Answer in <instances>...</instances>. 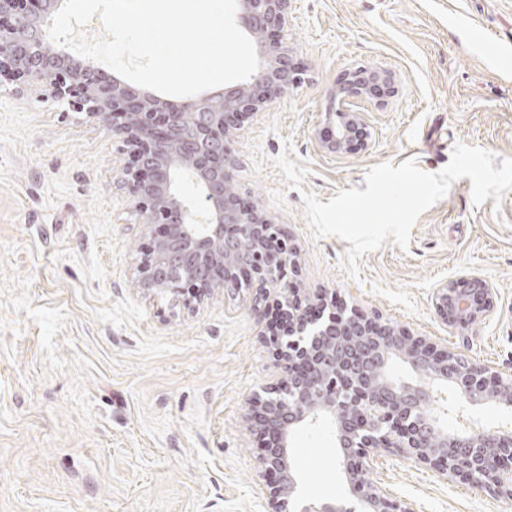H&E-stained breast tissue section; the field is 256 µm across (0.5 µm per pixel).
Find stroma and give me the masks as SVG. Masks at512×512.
<instances>
[{"instance_id": "stroma-1", "label": "stroma", "mask_w": 512, "mask_h": 512, "mask_svg": "<svg viewBox=\"0 0 512 512\" xmlns=\"http://www.w3.org/2000/svg\"><path fill=\"white\" fill-rule=\"evenodd\" d=\"M284 39L301 86L237 131L239 192L294 239L290 282L492 366L512 364V191L474 206L469 178L412 227L347 271L349 244L314 239L301 191L271 160L306 167L302 191L328 202L365 189L366 171L408 159L429 173L465 143L512 158V0H290ZM487 29L498 43L482 46ZM356 67L387 74L384 100H359L368 137L342 154L339 88ZM265 165H258L259 157ZM129 151L84 113L0 82V512H265L245 402L282 371L264 331L273 291L191 307L137 286L148 217L130 204ZM487 280L492 313L469 326L435 312L439 284ZM290 451L309 499L346 494L325 427ZM371 482L412 512H512V502L389 455Z\"/></svg>"}]
</instances>
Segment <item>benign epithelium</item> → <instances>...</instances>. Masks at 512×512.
<instances>
[{"label":"benign epithelium","instance_id":"7a95c632","mask_svg":"<svg viewBox=\"0 0 512 512\" xmlns=\"http://www.w3.org/2000/svg\"><path fill=\"white\" fill-rule=\"evenodd\" d=\"M60 5L0 0V43L11 49L0 56V78L21 79L41 98L67 103L130 149V202L150 216L138 287L154 297L199 301L215 288L234 295L255 282L281 287V271L296 263L297 248L238 192L230 137L301 83L302 69L281 35L288 0H237L260 68L220 94L180 103L140 93L50 47L47 29ZM390 84L380 72L350 71L340 88L341 121L324 148L346 151L354 132L365 130L363 114L349 100H380ZM185 180L195 187L190 197L176 192ZM432 304L444 320L469 325L492 312L494 289L462 274L440 284ZM277 306L288 332L269 336L267 345L284 375L253 390L245 413L268 476L266 512H412L366 478L378 449L512 502V423L487 427L479 418L488 407L512 413L511 370L468 359L356 307L346 309L334 294H283ZM444 415L456 417L458 425L445 426ZM317 426L327 427L336 442L347 498L312 501L299 489L290 441L297 431Z\"/></svg>","mask_w":512,"mask_h":512}]
</instances>
